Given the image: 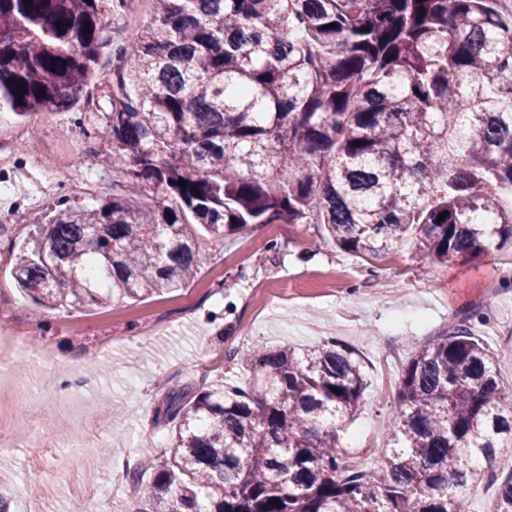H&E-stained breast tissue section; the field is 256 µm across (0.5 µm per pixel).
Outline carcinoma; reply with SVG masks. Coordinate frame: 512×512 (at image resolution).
I'll use <instances>...</instances> for the list:
<instances>
[{
    "label": "carcinoma",
    "instance_id": "1",
    "mask_svg": "<svg viewBox=\"0 0 512 512\" xmlns=\"http://www.w3.org/2000/svg\"><path fill=\"white\" fill-rule=\"evenodd\" d=\"M127 6L0 0V111H68L103 49L117 60L96 110L126 193L92 211L60 202L13 248L37 306L179 288L202 233L251 224L314 219L365 260L512 245V0H154L150 26L113 46L102 19ZM496 362L462 322L426 338L384 464L359 470L340 425L367 387L355 351L249 352L245 386L165 392L170 454L142 448L126 471L137 512H467L487 478L494 512H512V470L491 471L512 447Z\"/></svg>",
    "mask_w": 512,
    "mask_h": 512
}]
</instances>
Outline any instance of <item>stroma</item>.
Instances as JSON below:
<instances>
[{
  "mask_svg": "<svg viewBox=\"0 0 512 512\" xmlns=\"http://www.w3.org/2000/svg\"><path fill=\"white\" fill-rule=\"evenodd\" d=\"M151 0H130L104 22L116 43L132 41L153 15ZM84 104L21 118L0 113V146L24 131L25 144L0 169V327L29 333L47 352L32 359L0 351V424L22 421L44 431L35 445L0 451L11 481V512H134L125 471L143 448H169L171 431L155 410L166 389L245 384L240 355L336 340L355 349L368 388L343 434L344 447L367 457L387 436L385 377L399 378L426 337L467 319L498 356L512 384V250L476 253L449 265L410 247L366 262L337 247L320 224H253L224 239L206 238L195 277L185 286L105 308L37 309L17 288L9 240L50 220L58 198L93 207L119 191L100 154L105 138L86 136ZM73 157L71 184L52 171ZM91 183L92 195L72 192ZM392 283L384 292L383 283ZM110 369L93 373L88 355ZM106 452H98L100 443Z\"/></svg>",
  "mask_w": 512,
  "mask_h": 512,
  "instance_id": "stroma-1",
  "label": "stroma"
}]
</instances>
